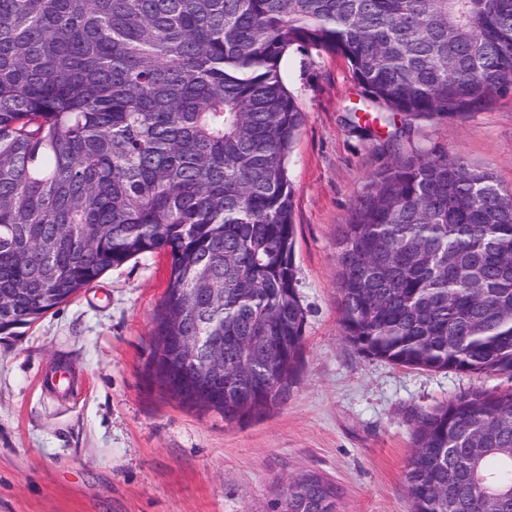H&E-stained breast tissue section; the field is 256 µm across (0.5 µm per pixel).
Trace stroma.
<instances>
[{
    "instance_id": "1",
    "label": "stroma",
    "mask_w": 512,
    "mask_h": 512,
    "mask_svg": "<svg viewBox=\"0 0 512 512\" xmlns=\"http://www.w3.org/2000/svg\"><path fill=\"white\" fill-rule=\"evenodd\" d=\"M283 76L305 114L288 160L305 348L287 401L228 425L152 385L143 367L168 264L131 260L0 339V512H271L283 484L307 473L336 484L338 512H411L417 412L512 387L506 375L368 358L344 341L336 238L393 156L351 131L360 89L342 57L293 51ZM401 153L458 155L512 190V92L445 124L414 120Z\"/></svg>"
}]
</instances>
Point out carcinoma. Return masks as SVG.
Masks as SVG:
<instances>
[{
	"instance_id": "1",
	"label": "carcinoma",
	"mask_w": 512,
	"mask_h": 512,
	"mask_svg": "<svg viewBox=\"0 0 512 512\" xmlns=\"http://www.w3.org/2000/svg\"><path fill=\"white\" fill-rule=\"evenodd\" d=\"M331 52L349 120L444 123L512 90V0H0V335L112 268L169 257L154 331L224 333V422L285 403L306 312L287 159L304 123L282 64ZM358 353L512 377V191L464 158L377 170L336 240ZM223 294L209 297L208 289ZM150 371L193 400L165 348ZM413 512H512V389L417 413ZM272 512H336L316 473Z\"/></svg>"
}]
</instances>
